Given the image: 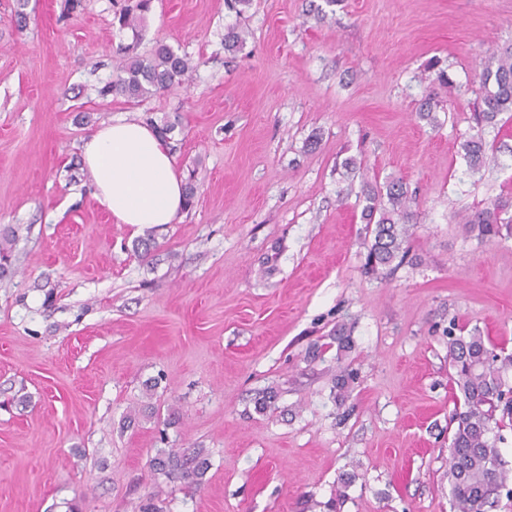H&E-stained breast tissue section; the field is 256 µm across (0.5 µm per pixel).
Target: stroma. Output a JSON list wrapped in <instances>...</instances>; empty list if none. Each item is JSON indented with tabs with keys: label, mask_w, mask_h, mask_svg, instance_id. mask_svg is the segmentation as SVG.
I'll use <instances>...</instances> for the list:
<instances>
[{
	"label": "stroma",
	"mask_w": 512,
	"mask_h": 512,
	"mask_svg": "<svg viewBox=\"0 0 512 512\" xmlns=\"http://www.w3.org/2000/svg\"><path fill=\"white\" fill-rule=\"evenodd\" d=\"M134 2L0 0V512H142L153 491L164 512H453L443 331L512 351V235L464 228L496 201L512 217V118L482 131L480 171L460 148L512 0H153L135 32L116 19ZM159 43L192 60L183 84L100 96L127 46ZM117 118L174 123L197 186L177 223L94 198L80 145ZM392 178L409 261L371 275L361 187ZM163 446L208 450L199 483L154 471Z\"/></svg>",
	"instance_id": "1"
}]
</instances>
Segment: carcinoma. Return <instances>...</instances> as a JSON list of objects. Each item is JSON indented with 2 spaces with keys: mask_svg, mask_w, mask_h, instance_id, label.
<instances>
[{
  "mask_svg": "<svg viewBox=\"0 0 512 512\" xmlns=\"http://www.w3.org/2000/svg\"><path fill=\"white\" fill-rule=\"evenodd\" d=\"M193 68L188 57L160 44L148 57H130L123 73L106 83L100 95L146 98L183 83ZM504 112H512V45L498 50L485 63L477 124H493ZM461 149L470 169H479L485 157L482 131L464 140ZM361 195L365 202V267L376 272L406 257L413 213L399 180L383 187L366 184ZM503 209L504 205L495 203L465 218L466 230L477 233L480 239L498 235ZM14 238L13 231L0 232V279L9 275L4 261L9 258ZM447 333L450 386L462 400L451 417L455 428L448 438L452 505L456 512H492L501 496L512 499V468L498 447L505 440L502 431L512 426V384L507 378L512 371V354L504 353L477 329L457 336L451 326ZM355 379L354 372L340 371L335 379L337 399L346 396ZM153 466L168 478L195 482L208 469L209 454L204 448L190 452L159 448Z\"/></svg>",
  "mask_w": 512,
  "mask_h": 512,
  "instance_id": "cac0c4a2",
  "label": "carcinoma"
}]
</instances>
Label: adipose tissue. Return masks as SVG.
Listing matches in <instances>:
<instances>
[{
    "mask_svg": "<svg viewBox=\"0 0 512 512\" xmlns=\"http://www.w3.org/2000/svg\"><path fill=\"white\" fill-rule=\"evenodd\" d=\"M93 195L116 223H176L186 207L175 158L157 131L118 119L100 125L80 146Z\"/></svg>",
    "mask_w": 512,
    "mask_h": 512,
    "instance_id": "adipose-tissue-1",
    "label": "adipose tissue"
}]
</instances>
